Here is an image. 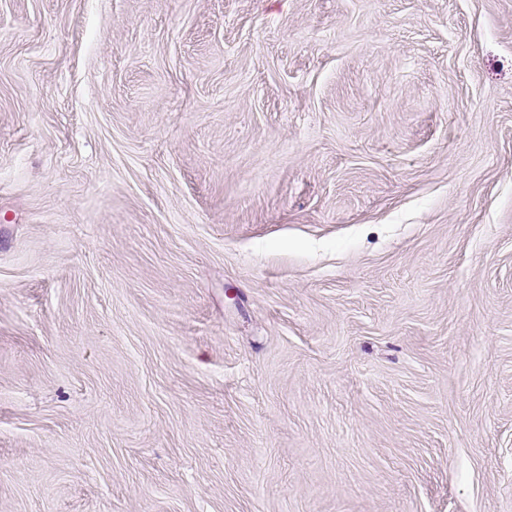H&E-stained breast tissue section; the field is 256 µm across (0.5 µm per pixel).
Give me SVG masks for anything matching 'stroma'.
<instances>
[{
  "instance_id": "obj_1",
  "label": "stroma",
  "mask_w": 512,
  "mask_h": 512,
  "mask_svg": "<svg viewBox=\"0 0 512 512\" xmlns=\"http://www.w3.org/2000/svg\"><path fill=\"white\" fill-rule=\"evenodd\" d=\"M0 512H512V0H0Z\"/></svg>"
}]
</instances>
